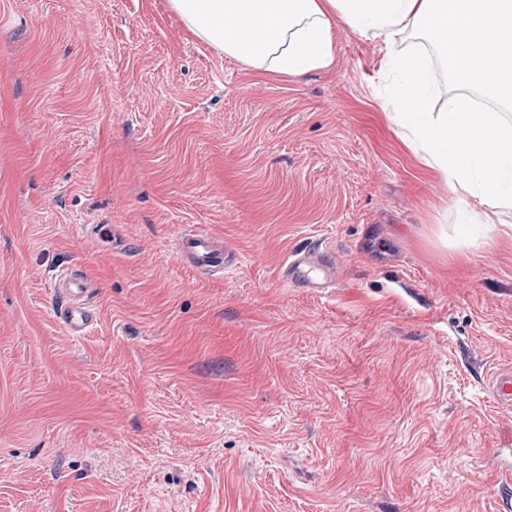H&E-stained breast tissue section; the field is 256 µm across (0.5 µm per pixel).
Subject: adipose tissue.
I'll list each match as a JSON object with an SVG mask.
<instances>
[{
	"instance_id": "adipose-tissue-1",
	"label": "adipose tissue",
	"mask_w": 512,
	"mask_h": 512,
	"mask_svg": "<svg viewBox=\"0 0 512 512\" xmlns=\"http://www.w3.org/2000/svg\"><path fill=\"white\" fill-rule=\"evenodd\" d=\"M190 34L218 56L257 73L298 77L330 67L333 24L343 20L361 36L383 43L394 84L385 117L423 173L454 196L462 224L512 230V0H167ZM436 37L458 96L437 109L430 59L391 53L397 37ZM479 52H472V45ZM499 104L473 111L470 94ZM494 193H487L488 182ZM482 197L474 212L469 198Z\"/></svg>"
}]
</instances>
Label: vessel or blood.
<instances>
[{"instance_id":"obj_1","label":"vessel or blood","mask_w":512,"mask_h":512,"mask_svg":"<svg viewBox=\"0 0 512 512\" xmlns=\"http://www.w3.org/2000/svg\"><path fill=\"white\" fill-rule=\"evenodd\" d=\"M178 245L183 259L202 273L223 275L229 264L230 254L222 239L214 237L203 226L193 225L181 232ZM336 265V252L332 246L320 242L295 250L288 258L283 281L291 288H305L320 293L335 287L332 271ZM60 298L55 307V317L69 335H84L97 320L92 306L93 286L80 272L72 271L55 281ZM496 400L512 408V369L497 374L491 385Z\"/></svg>"}]
</instances>
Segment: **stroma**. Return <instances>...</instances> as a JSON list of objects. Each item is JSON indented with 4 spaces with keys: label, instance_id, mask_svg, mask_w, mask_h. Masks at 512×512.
<instances>
[{
    "label": "stroma",
    "instance_id": "1",
    "mask_svg": "<svg viewBox=\"0 0 512 512\" xmlns=\"http://www.w3.org/2000/svg\"><path fill=\"white\" fill-rule=\"evenodd\" d=\"M333 40L262 76L166 0H0V512H496L512 232L461 246L381 44ZM188 224L223 276L182 260ZM314 241L316 295L280 279ZM70 269L101 316L78 337ZM178 245L183 259L195 270L213 276L224 275L230 254L224 249L223 239L214 237L201 225H193L181 232ZM336 267V252L325 242L295 250L288 258L283 281L291 288H307L310 293H320L336 287L332 271ZM60 298L55 317L71 336H83L97 321V311L91 305L93 286L78 271H70L55 281ZM496 400L511 410L512 408V369L497 374L491 385Z\"/></svg>",
    "mask_w": 512,
    "mask_h": 512
}]
</instances>
